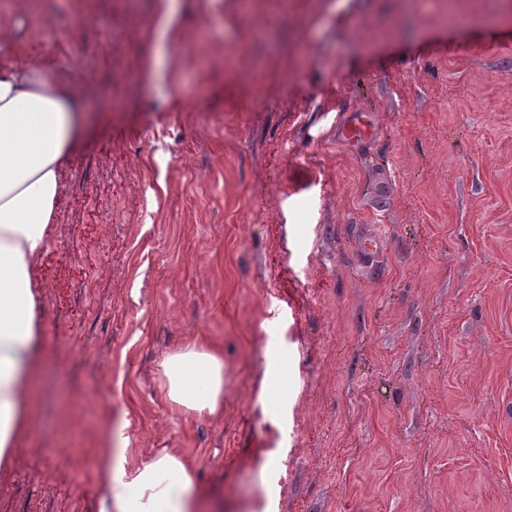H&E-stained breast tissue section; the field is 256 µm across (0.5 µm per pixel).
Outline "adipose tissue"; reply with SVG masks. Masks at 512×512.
I'll use <instances>...</instances> for the list:
<instances>
[{"label":"adipose tissue","instance_id":"ef3b65f1","mask_svg":"<svg viewBox=\"0 0 512 512\" xmlns=\"http://www.w3.org/2000/svg\"><path fill=\"white\" fill-rule=\"evenodd\" d=\"M85 124L71 85L34 61L0 65V476L37 424L32 387L43 366L35 307L39 268L60 195V167ZM172 415L224 408V356L194 339L158 364ZM97 512H199L204 492L187 455L138 460L123 428L96 449Z\"/></svg>","mask_w":512,"mask_h":512}]
</instances>
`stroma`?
<instances>
[{
  "label": "stroma",
  "instance_id": "obj_1",
  "mask_svg": "<svg viewBox=\"0 0 512 512\" xmlns=\"http://www.w3.org/2000/svg\"><path fill=\"white\" fill-rule=\"evenodd\" d=\"M158 6L0 0V62L86 114L0 512H96L108 416L219 512H512V0H178L173 47ZM194 336L215 417L160 387ZM376 133V127L372 120L363 113H357L350 117L339 129V137L354 146L368 144ZM174 416H215L224 408V356L219 345L194 339L158 364Z\"/></svg>",
  "mask_w": 512,
  "mask_h": 512
}]
</instances>
